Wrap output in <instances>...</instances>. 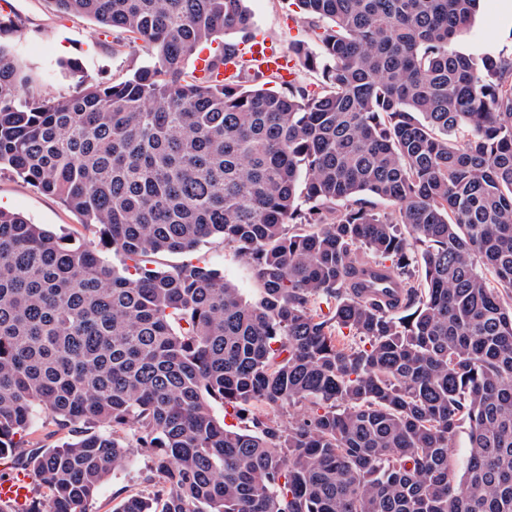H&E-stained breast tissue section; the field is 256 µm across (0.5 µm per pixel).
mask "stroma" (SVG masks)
<instances>
[{
	"label": "stroma",
	"mask_w": 512,
	"mask_h": 512,
	"mask_svg": "<svg viewBox=\"0 0 512 512\" xmlns=\"http://www.w3.org/2000/svg\"><path fill=\"white\" fill-rule=\"evenodd\" d=\"M8 4L16 26L1 34L0 42L13 45L18 55L36 68L41 75V93L69 96L78 91L83 80L118 82L147 59L143 50L133 55L113 51L111 36L96 21L58 14L47 0H8ZM247 6L253 16L254 35L270 39L283 50L294 40L305 38V26L288 0H247ZM455 48L465 54L480 49L511 52L512 12L506 11L504 0H480L471 29L456 40ZM73 61L79 64L75 73L68 70ZM0 208L19 213L78 245L97 239L94 229L80 224L58 198L37 191L6 170L0 171ZM195 256L223 270L245 296L257 291L250 267L219 241L201 245ZM150 466L148 453L135 452L130 464L116 469L101 484L89 512H113L121 500L150 491L146 481Z\"/></svg>",
	"instance_id": "35a3bbf8"
}]
</instances>
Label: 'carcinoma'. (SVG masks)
Here are the masks:
<instances>
[{
    "mask_svg": "<svg viewBox=\"0 0 512 512\" xmlns=\"http://www.w3.org/2000/svg\"><path fill=\"white\" fill-rule=\"evenodd\" d=\"M49 2L151 59L47 97L0 45V168L98 237L0 210V457L48 493L25 512H89L135 448L162 491L113 512H512V54L454 48L480 0H295L313 43L280 92L217 80L246 0ZM210 238L256 294L189 259ZM41 413L73 439L26 453Z\"/></svg>",
    "mask_w": 512,
    "mask_h": 512,
    "instance_id": "obj_1",
    "label": "carcinoma"
}]
</instances>
